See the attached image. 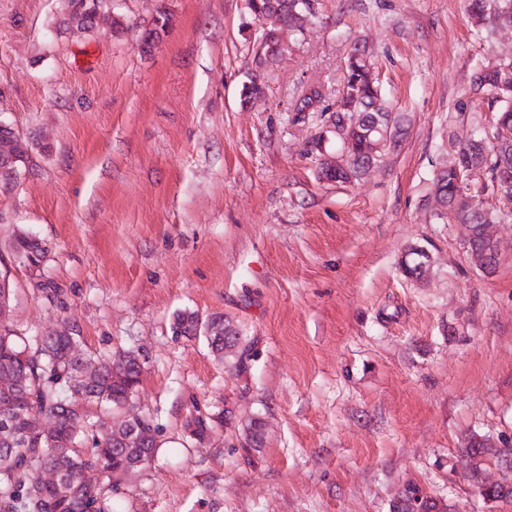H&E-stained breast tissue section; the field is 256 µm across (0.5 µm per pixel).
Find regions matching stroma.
Masks as SVG:
<instances>
[{"instance_id":"stroma-1","label":"stroma","mask_w":512,"mask_h":512,"mask_svg":"<svg viewBox=\"0 0 512 512\" xmlns=\"http://www.w3.org/2000/svg\"><path fill=\"white\" fill-rule=\"evenodd\" d=\"M161 9L167 32L142 50ZM64 11L0 0V120L31 145L0 194L5 322L144 358L135 402L157 448L115 479L116 512H388L410 480L457 512H512L452 468L471 433L512 444V194L479 196L504 243L489 278L432 200L455 140L494 120L471 79L512 58V28L477 26L465 0H315L244 107L247 0H118L115 27L92 33ZM357 38L404 135L336 184L306 153L321 114L290 109L313 85L335 102ZM21 230L48 248L38 271L12 261ZM413 246L432 256L419 281ZM181 310L232 321L248 359L175 335ZM198 412L222 418L200 442L184 428Z\"/></svg>"}]
</instances>
